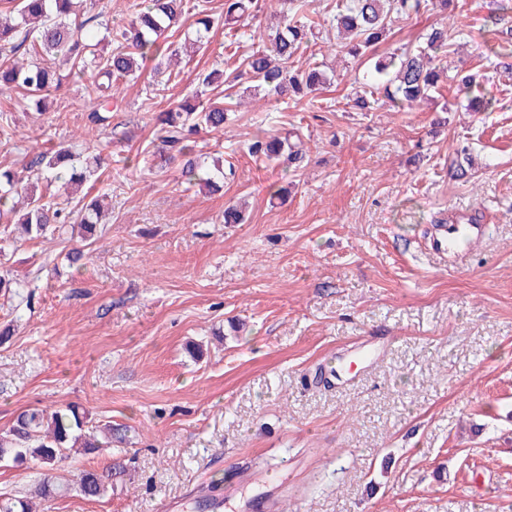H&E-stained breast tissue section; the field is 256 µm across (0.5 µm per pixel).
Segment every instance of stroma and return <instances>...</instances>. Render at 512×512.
<instances>
[{"label": "stroma", "mask_w": 512, "mask_h": 512, "mask_svg": "<svg viewBox=\"0 0 512 512\" xmlns=\"http://www.w3.org/2000/svg\"><path fill=\"white\" fill-rule=\"evenodd\" d=\"M215 19L177 77L151 67L113 84L64 78L45 112L0 97V166L18 173L39 146L102 154L83 196L106 195L107 224L82 269L64 256L70 232L21 239L0 222V270L22 286L0 296V434L27 408L73 404L126 429L124 443L70 453L54 476L124 463L106 497L76 492L38 512H223L276 497L285 512H512V70L490 65L483 23L495 0H451L395 20L372 56L419 44L447 26L450 78L433 101L356 111L370 58L340 51L316 27L295 66L325 65L313 95H251L222 132H200L205 156L235 166L223 192L181 183L159 154L155 117L202 93L200 72L235 50L264 47L277 20L257 0L241 48L224 0H198ZM493 101L467 112L458 71ZM108 112L89 130L87 113ZM300 134L308 155L286 173L250 157L257 125ZM468 149L465 178L448 170ZM246 201L247 220L225 223ZM483 215L490 231L462 261L424 246L449 211Z\"/></svg>", "instance_id": "35a3bbf8"}]
</instances>
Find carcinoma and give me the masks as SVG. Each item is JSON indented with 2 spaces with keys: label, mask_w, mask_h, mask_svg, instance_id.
Returning <instances> with one entry per match:
<instances>
[{
  "label": "carcinoma",
  "mask_w": 512,
  "mask_h": 512,
  "mask_svg": "<svg viewBox=\"0 0 512 512\" xmlns=\"http://www.w3.org/2000/svg\"><path fill=\"white\" fill-rule=\"evenodd\" d=\"M79 0H20L18 18L0 17V93L25 90L32 96L46 97L59 91V71L78 76L90 73L95 87L110 89L112 80L130 77L149 62L160 67L162 61L176 56L179 48L169 40L189 10L197 11L196 42L204 41L212 28V18L190 0H142V6L131 23L117 32L120 46L106 52L100 48L99 27L94 18L80 22L72 19L74 4ZM279 24L268 46L243 61L240 75L246 77L248 88L276 96H305L325 84L319 67L293 70L289 63L307 41L312 21L304 14L305 0H278ZM452 0H336V31L346 39L347 53L358 57L374 47L386 34L392 20L425 13L436 7L445 11ZM253 0H224V25L241 23L251 11ZM483 25L488 35L486 47L496 59L512 57V0H499ZM452 46L446 27H434L426 34V42L416 48H404L378 58L371 75L373 82L364 86L354 100L361 111H370L374 93L383 94L386 103L399 112L429 99L437 90L443 71L438 65ZM229 109L224 99L194 104L185 103L156 116L158 139L168 159H181L179 175L182 182L199 185L208 192H217L224 180L235 175L234 168H224L219 159L207 169L196 151L194 136L201 130L221 132L228 120ZM249 155L281 166L297 167L306 156L301 139L279 137L262 130L246 144ZM101 157L88 156L81 160L69 147L61 144L38 153L29 163L36 177L22 180L9 169H0V219L15 213L14 200L23 197L26 210L17 223L32 238L61 232L64 225L78 231L84 247L74 248L67 260L83 266L85 247L95 242L100 205L94 200L81 213L79 223H71L70 213L38 190L39 181L60 184L67 190L72 184H82L101 169ZM87 416L78 407L47 412L26 409L18 413L7 437H0V458L13 455L16 461H33L42 471L43 479L34 495L49 498L54 494L50 482L52 471L65 458L68 448H96V433L107 443L123 440L120 430L107 422L99 431L85 430ZM88 500L102 497L108 488V478L83 471L72 485ZM0 512H33V502L24 499L0 501Z\"/></svg>",
  "instance_id": "1"
}]
</instances>
